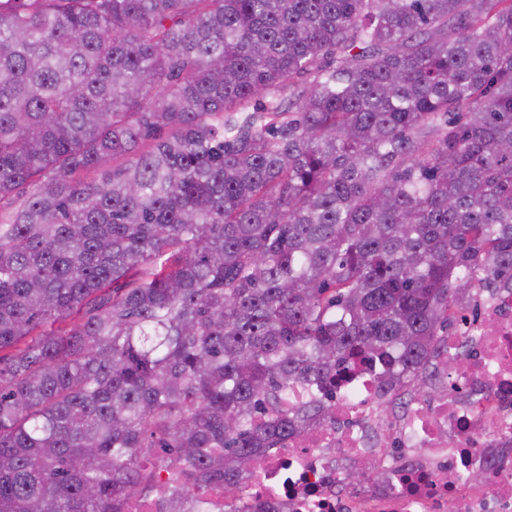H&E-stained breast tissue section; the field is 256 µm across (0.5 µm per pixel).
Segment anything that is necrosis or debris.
<instances>
[{
    "mask_svg": "<svg viewBox=\"0 0 512 512\" xmlns=\"http://www.w3.org/2000/svg\"><path fill=\"white\" fill-rule=\"evenodd\" d=\"M430 392L380 383L359 367L338 387L334 418L258 454L244 503L268 512H512V292L477 293L448 334ZM373 463L386 478L344 489L340 462ZM487 474L472 484L471 471Z\"/></svg>",
    "mask_w": 512,
    "mask_h": 512,
    "instance_id": "necrosis-or-debris-1",
    "label": "necrosis or debris"
}]
</instances>
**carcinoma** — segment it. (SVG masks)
I'll return each mask as SVG.
<instances>
[{"instance_id":"carcinoma-1","label":"carcinoma","mask_w":512,"mask_h":512,"mask_svg":"<svg viewBox=\"0 0 512 512\" xmlns=\"http://www.w3.org/2000/svg\"><path fill=\"white\" fill-rule=\"evenodd\" d=\"M2 203L0 512L235 509L512 290V0H0Z\"/></svg>"}]
</instances>
